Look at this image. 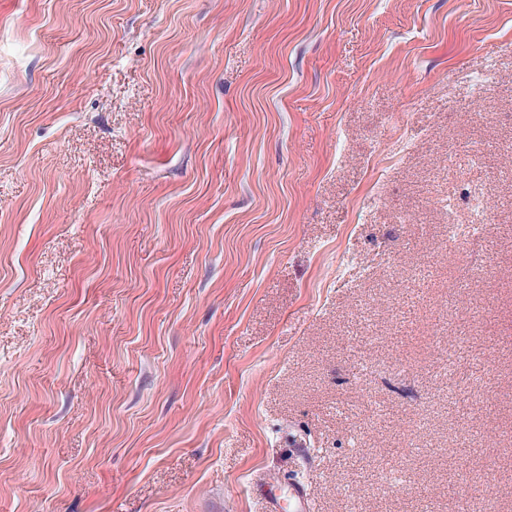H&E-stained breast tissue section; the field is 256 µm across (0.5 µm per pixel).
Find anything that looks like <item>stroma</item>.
Returning a JSON list of instances; mask_svg holds the SVG:
<instances>
[{
  "label": "stroma",
  "mask_w": 512,
  "mask_h": 512,
  "mask_svg": "<svg viewBox=\"0 0 512 512\" xmlns=\"http://www.w3.org/2000/svg\"><path fill=\"white\" fill-rule=\"evenodd\" d=\"M511 145L512 0H0V512H512Z\"/></svg>",
  "instance_id": "stroma-1"
}]
</instances>
